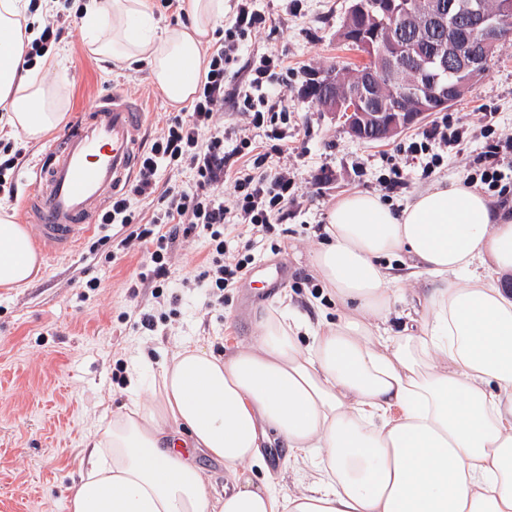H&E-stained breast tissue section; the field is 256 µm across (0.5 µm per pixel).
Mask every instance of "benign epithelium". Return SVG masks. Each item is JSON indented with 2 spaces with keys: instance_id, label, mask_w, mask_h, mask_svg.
<instances>
[{
  "instance_id": "obj_1",
  "label": "benign epithelium",
  "mask_w": 512,
  "mask_h": 512,
  "mask_svg": "<svg viewBox=\"0 0 512 512\" xmlns=\"http://www.w3.org/2000/svg\"><path fill=\"white\" fill-rule=\"evenodd\" d=\"M511 20L512 0H350L338 37L362 62L309 84L354 138L387 140L466 96ZM404 70L413 79L399 84Z\"/></svg>"
}]
</instances>
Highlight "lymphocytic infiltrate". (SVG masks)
I'll return each instance as SVG.
<instances>
[{"label": "lymphocytic infiltrate", "instance_id": "1", "mask_svg": "<svg viewBox=\"0 0 512 512\" xmlns=\"http://www.w3.org/2000/svg\"><path fill=\"white\" fill-rule=\"evenodd\" d=\"M264 16L251 7V0H240L234 24L210 53L197 96L189 109L169 116L160 136L143 156L129 195L112 201V208L102 217L107 224H131L135 215L131 198H138L153 209L150 224L131 232L129 241L152 244L151 274L141 275V283L152 284L154 296H162V283L168 273L167 255L179 237L204 234L209 254L196 277L197 283L215 295L233 287L246 272L255 257L254 249L274 232V219L282 210L294 188L287 173L267 178L262 168L272 153L281 152V145L271 151H257L252 140L240 138L232 149L224 147V131L214 118L224 109V78L237 59L240 44L264 24ZM281 65L279 57L264 55L253 68L251 85L258 97H245L243 110L254 126L277 124L285 120L274 92L268 91L275 71ZM188 164L194 174L195 189L177 192L160 188L157 181L162 165ZM233 175V203L225 205L217 190L226 175ZM236 214V223H229L228 214ZM245 238L243 252L229 249L232 236Z\"/></svg>", "mask_w": 512, "mask_h": 512}]
</instances>
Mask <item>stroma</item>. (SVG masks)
<instances>
[{
	"instance_id": "stroma-1",
	"label": "stroma",
	"mask_w": 512,
	"mask_h": 512,
	"mask_svg": "<svg viewBox=\"0 0 512 512\" xmlns=\"http://www.w3.org/2000/svg\"><path fill=\"white\" fill-rule=\"evenodd\" d=\"M253 6L266 23L247 38L230 66L224 97L231 104L251 94V68L262 55L282 58L274 88L288 108V149L264 170L270 177L288 170L295 187L271 245L256 249L254 264L265 269L285 261L288 278L271 290L238 284L217 301L195 282L207 248L204 238L193 234L169 251L166 288L157 300L150 289L134 285L150 264L152 244L123 246L129 227L101 224L74 254L43 261L25 287L0 288V512H67L66 488L92 446L90 433L127 403L128 373L137 354L156 365L186 341L217 355L232 353L252 340L258 314L275 305L283 291L310 323L337 318L342 308L330 289L313 290L306 281L314 276L312 252L325 237L326 215L340 196L370 191L403 206L414 192L442 179L472 181L474 160L488 144L483 125H491L496 136H512V39L500 43L488 74L463 100L426 118L429 126L445 118L468 130L457 147L430 143V152L442 159L427 172L423 160L408 159L402 151L417 128L388 141L363 142L304 93L310 72L360 61L338 39L349 0H253ZM54 52L66 78L60 89L66 119L106 91L119 90L141 103L148 118L143 145L151 147L176 107L147 67L126 70L103 61L89 51L77 24ZM59 133L55 127L25 140L0 122V138L21 152L16 194L7 203L12 215H19L30 173ZM395 166L405 184L391 192L386 179ZM392 269L402 290L394 313L402 317L419 309L432 283L412 274L406 263H393ZM92 278L99 288H87ZM146 311L156 317L154 330L140 324Z\"/></svg>"
}]
</instances>
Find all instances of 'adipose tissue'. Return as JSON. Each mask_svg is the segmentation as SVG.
<instances>
[{
    "label": "adipose tissue",
    "instance_id": "ef3b65f1",
    "mask_svg": "<svg viewBox=\"0 0 512 512\" xmlns=\"http://www.w3.org/2000/svg\"><path fill=\"white\" fill-rule=\"evenodd\" d=\"M188 23L156 31L152 0H86L94 54L148 65L167 100L196 95L224 0H185ZM44 0H0V111L35 140L64 118L53 55L25 66ZM313 267L344 312L310 325L287 296L252 341L219 357L182 343L141 400L96 425L68 512H512V210L453 179L393 210L378 195L341 196ZM432 277L419 334L390 327L399 295L388 260ZM41 269L23 225L0 205V287ZM282 440L311 479L291 494L254 482L262 449ZM220 461L212 490L179 444Z\"/></svg>",
    "mask_w": 512,
    "mask_h": 512
}]
</instances>
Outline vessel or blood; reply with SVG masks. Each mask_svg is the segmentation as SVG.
<instances>
[{"label": "vessel or blood", "instance_id": "b4317fda", "mask_svg": "<svg viewBox=\"0 0 512 512\" xmlns=\"http://www.w3.org/2000/svg\"><path fill=\"white\" fill-rule=\"evenodd\" d=\"M145 121L137 103L112 91L49 148L20 211L45 255L73 252L93 233L140 165Z\"/></svg>", "mask_w": 512, "mask_h": 512}]
</instances>
